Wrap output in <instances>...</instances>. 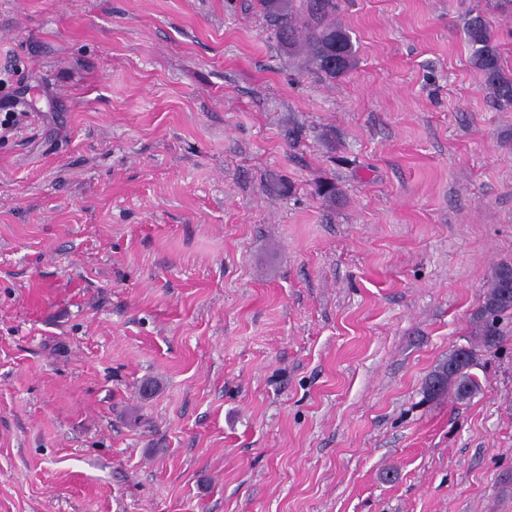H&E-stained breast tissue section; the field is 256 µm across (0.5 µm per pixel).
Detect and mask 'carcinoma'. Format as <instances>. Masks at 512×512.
Here are the masks:
<instances>
[{"instance_id":"carcinoma-1","label":"carcinoma","mask_w":512,"mask_h":512,"mask_svg":"<svg viewBox=\"0 0 512 512\" xmlns=\"http://www.w3.org/2000/svg\"><path fill=\"white\" fill-rule=\"evenodd\" d=\"M258 7L270 20L276 40L291 55H301L309 65L326 77H345L354 67L356 51L348 31L336 22V0H258ZM469 59L484 77L487 89L500 104L512 106V77L500 65L498 46L485 17L470 14L463 27ZM317 194L326 206L336 207L343 190L333 181L318 185ZM512 290V264L497 266L488 279L486 289L474 312L478 335L488 346L500 335L501 319L512 314V297L502 296ZM477 365L476 351L468 352L467 361L458 368L457 377L448 385L427 393L438 399L452 390L461 398L481 391V384L471 369Z\"/></svg>"}]
</instances>
